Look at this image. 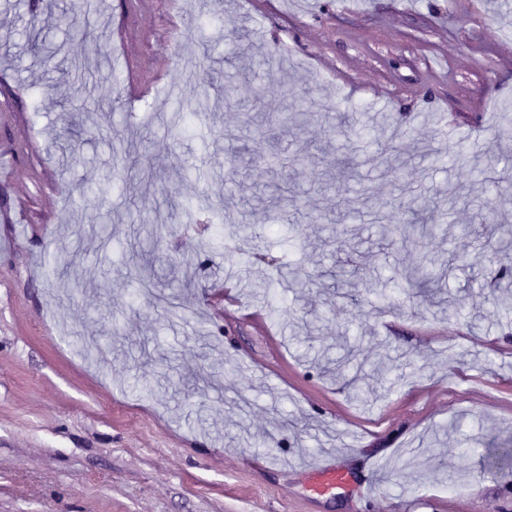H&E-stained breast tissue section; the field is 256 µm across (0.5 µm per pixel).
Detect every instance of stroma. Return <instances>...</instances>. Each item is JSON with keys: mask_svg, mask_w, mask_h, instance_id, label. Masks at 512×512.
Returning <instances> with one entry per match:
<instances>
[{"mask_svg": "<svg viewBox=\"0 0 512 512\" xmlns=\"http://www.w3.org/2000/svg\"><path fill=\"white\" fill-rule=\"evenodd\" d=\"M51 4L28 37L32 0H0V512H512V311L493 304L512 295V247L469 176L489 155L512 167V0H97L89 22L86 0ZM93 49L101 65L75 71ZM258 52L262 81L245 70ZM204 53L211 94L228 73L235 91L197 115ZM259 88L327 120L253 134ZM339 118L404 133L327 139ZM133 130L153 179L132 191ZM228 178L255 247L219 226ZM284 183L278 222L251 211ZM145 201L147 220L186 206L153 252L158 280L196 272L175 310L128 275ZM400 201L439 210L440 303L393 286L419 253L373 220ZM353 207L354 242L328 245L315 216ZM65 245L96 287L62 300L48 258ZM341 331L391 373L333 372ZM322 457L350 481L319 497Z\"/></svg>", "mask_w": 512, "mask_h": 512, "instance_id": "35a3bbf8", "label": "stroma"}]
</instances>
